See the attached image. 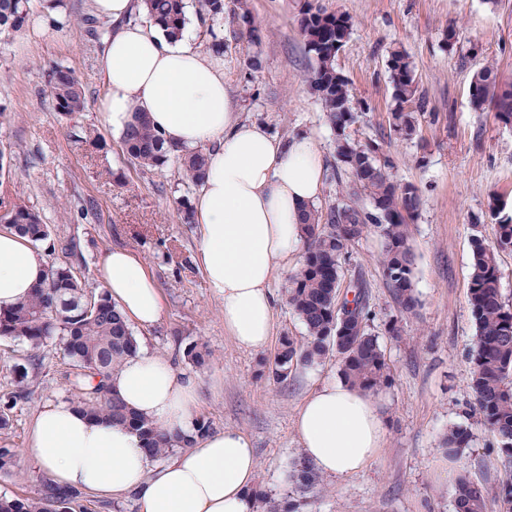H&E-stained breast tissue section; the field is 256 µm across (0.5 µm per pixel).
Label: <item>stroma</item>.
<instances>
[{
    "mask_svg": "<svg viewBox=\"0 0 512 512\" xmlns=\"http://www.w3.org/2000/svg\"><path fill=\"white\" fill-rule=\"evenodd\" d=\"M225 2L224 84L232 108L279 138L314 137L325 171L313 204L327 208L349 176L310 85L314 62L299 27L302 0H248L260 24L254 38L235 18V0ZM318 2L351 24L336 58L359 111L349 137L380 142L393 161L394 180L420 190L421 208L411 225L420 306L403 319L400 338L384 341L394 383L378 395L386 419L381 453L356 476L324 477L323 493L302 512H454L461 471L491 490L505 476L469 388L475 329L468 283L472 224L481 222L484 238L493 239L488 203L494 197L512 214V127L502 125L494 110L472 109L469 83L487 64L512 80V0L496 6L488 0ZM92 11L93 0H34L33 20L51 17L53 36L42 35L33 20L21 31L0 34V144L8 169L0 176V201L22 200L51 225L58 241H77V254L58 251L47 260L71 267L87 290L101 289L97 261L103 251L128 249L145 262L163 312L155 326L135 328L140 348L169 358L178 373L195 375L197 418L210 421L214 431L232 427L250 438L258 461L255 488L282 497L286 470L301 454L296 411L315 386L338 378V366L330 359L294 370L287 383L277 384L260 365L270 350H243L225 332L223 304L193 262L197 227L183 223L174 206L175 198H194L197 187L174 164L149 170L134 164L121 136L101 121L107 86L98 68L100 43L74 27L76 18ZM395 49L410 56L429 113L411 140L389 134L394 100L387 60ZM254 56L261 66L252 71L247 62ZM56 65L81 79L84 111L55 110L47 80ZM381 249L380 236L369 231L345 266L346 282L363 281L379 327L395 312L378 264ZM296 268L289 263L271 283L278 298L277 338L305 334L283 297ZM198 341L213 357L200 374L184 355ZM32 355L40 361L36 380L11 411L9 441L21 450L40 407L67 400L77 373L57 340L33 351L23 341L0 337V393L14 389L16 365ZM452 425L471 433L462 458L453 461L439 447Z\"/></svg>",
    "mask_w": 512,
    "mask_h": 512,
    "instance_id": "1",
    "label": "stroma"
}]
</instances>
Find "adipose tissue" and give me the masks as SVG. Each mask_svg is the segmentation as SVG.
<instances>
[{"label":"adipose tissue","mask_w":512,"mask_h":512,"mask_svg":"<svg viewBox=\"0 0 512 512\" xmlns=\"http://www.w3.org/2000/svg\"><path fill=\"white\" fill-rule=\"evenodd\" d=\"M111 21L98 56L107 83L101 120L120 134L147 116L165 144L205 149V178L194 198L197 261L211 292L222 301L224 329L242 349L270 342L276 307L271 282L302 245L301 222L323 177L312 136L282 140L241 120L224 85V60L201 52L190 33L171 41L133 22L139 0H93ZM104 289L127 318L158 323L161 299L144 262L125 249L99 263ZM46 273L41 250L26 238L0 231V312L29 297ZM120 398L160 431H190L198 386L177 374L168 359L137 354L111 376ZM300 448L324 475L350 477L383 446V414L370 394L333 380L317 386L294 421ZM26 455L58 486L120 500L137 512H251L247 496L257 473L252 443L227 428L208 434L163 463L150 458L132 430L94 421L72 405H43L28 436Z\"/></svg>","instance_id":"obj_1"}]
</instances>
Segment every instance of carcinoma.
<instances>
[{
  "instance_id": "cac0c4a2",
  "label": "carcinoma",
  "mask_w": 512,
  "mask_h": 512,
  "mask_svg": "<svg viewBox=\"0 0 512 512\" xmlns=\"http://www.w3.org/2000/svg\"><path fill=\"white\" fill-rule=\"evenodd\" d=\"M141 12L150 25L170 40L182 37L189 0H140ZM196 15L207 26L208 49L224 52V37L215 29L224 25V0H195ZM31 12V0H0V33L18 32ZM300 30L305 48L314 61L310 84L317 94L326 122L336 132V156L350 177L326 211L310 205L302 224L304 253L298 269L289 276L285 289L288 305L305 326L307 336L298 340L285 335L268 359L269 376L285 383L298 366H317L333 357L340 376L348 386L378 394L394 382L385 347L375 333L374 315L362 281L339 298L343 266L353 246L370 228L382 239L378 262L400 315L419 307L414 284L415 256L410 244L409 223L418 215L421 195L410 183L393 179V162L377 143H361L346 134L357 115L351 107L348 81L336 68V56L351 31L349 19L303 0ZM395 106L390 112L389 134L413 138L424 116L415 70L409 56L398 49L388 59ZM49 93L55 109L66 115L82 112L86 106L83 83L69 67L57 66L49 73ZM470 103L479 111L490 106L504 126L512 127V81L501 80L494 68L484 66L474 72L469 86ZM129 158L146 168H160L175 161L189 182L198 185L205 176L206 153L180 152L164 146L144 116L136 118L122 136ZM365 196L372 209L358 203ZM489 213L496 220L495 241L475 234L472 239L469 304L475 323L474 346L470 353L472 390L481 423L494 436L504 465L509 468L495 498L486 487L467 476L458 478L454 491L455 512H512V303L501 291L499 254L512 250V216L493 198ZM0 224L33 243H46L56 250L50 225L39 212L14 203L0 215ZM0 336L20 339L31 349L47 340H59L63 355L80 368L71 382L75 393L70 404L98 421L125 426L136 432L154 460H162L179 448L190 446L211 431L209 421L197 422L192 430L173 439L152 422L110 394L107 379L122 362L135 355L138 341L130 323L106 292H88L71 269L51 264L44 283L7 313H0ZM189 364L198 372L211 364V351L203 344L187 350ZM28 388L27 368H21L16 389L0 398V430L11 428V409ZM468 430L452 427L442 448L450 456L462 455L469 446ZM18 450L0 445V474L9 475L16 465ZM289 490L282 500L255 490L250 494L253 512H300L307 499L321 492V479L305 457L293 460L287 474ZM82 493L76 489L41 484L26 495L0 497V512H76Z\"/></svg>"
}]
</instances>
